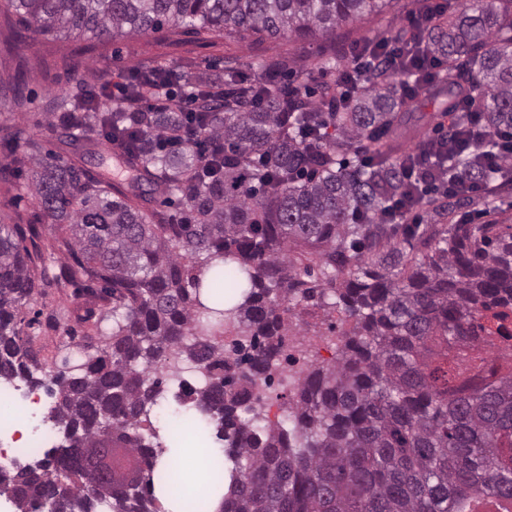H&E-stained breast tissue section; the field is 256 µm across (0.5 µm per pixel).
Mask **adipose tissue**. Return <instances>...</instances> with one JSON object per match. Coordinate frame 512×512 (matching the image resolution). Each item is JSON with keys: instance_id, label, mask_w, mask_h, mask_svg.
Wrapping results in <instances>:
<instances>
[{"instance_id": "obj_1", "label": "adipose tissue", "mask_w": 512, "mask_h": 512, "mask_svg": "<svg viewBox=\"0 0 512 512\" xmlns=\"http://www.w3.org/2000/svg\"><path fill=\"white\" fill-rule=\"evenodd\" d=\"M163 442L152 483L165 512H222L228 464L195 417L185 412L172 418Z\"/></svg>"}]
</instances>
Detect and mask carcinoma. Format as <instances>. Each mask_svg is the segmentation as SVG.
<instances>
[{"label": "carcinoma", "instance_id": "obj_1", "mask_svg": "<svg viewBox=\"0 0 512 512\" xmlns=\"http://www.w3.org/2000/svg\"><path fill=\"white\" fill-rule=\"evenodd\" d=\"M394 7V0H4L16 17L12 41L27 34L98 41L157 34L169 25L197 37L264 34L302 40ZM402 38L417 53L448 62L442 87L403 99L393 82H375L353 102L323 86L321 109L281 79L241 80L224 64V108L200 105L171 138L169 112H102L90 99L49 101L54 132L73 156H34L30 134L0 128V182L25 188L53 235L34 224L0 223V381L50 382L51 418L77 431L34 464L0 467L16 512L50 497L53 512H158L146 473L162 452L144 434L158 405L168 355L208 374L186 393L216 425L232 463L222 512H456L464 501L512 500V371L498 374L477 352L466 369L485 377L455 384L448 341L502 337L512 324V231L494 224H449L470 205L467 188L495 175L479 150L441 133L415 160L427 171L414 187L432 223L383 224L404 190L402 159L390 143L399 116L428 104L459 111L461 94L489 133L512 130V11L497 0H469L425 30ZM26 73L9 87L24 103ZM208 143L202 164L188 140ZM374 146L370 164L355 146ZM105 143L123 148L135 172L125 186L96 171ZM318 155L310 176L304 155ZM353 157L348 159L346 154ZM446 183L459 187L443 192ZM180 211L150 208L157 187ZM30 245H25V242ZM304 267V280L293 273ZM101 285L112 332L77 373L35 376L16 329L19 306L40 284ZM221 287L218 309L200 288ZM352 321L330 364L311 369L294 393L288 424L261 423L256 379L280 366L288 318L299 299L326 297ZM226 318L248 348L225 355L200 336Z\"/></svg>", "mask_w": 512, "mask_h": 512}]
</instances>
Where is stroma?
I'll use <instances>...</instances> for the list:
<instances>
[{
  "instance_id": "stroma-1",
  "label": "stroma",
  "mask_w": 512,
  "mask_h": 512,
  "mask_svg": "<svg viewBox=\"0 0 512 512\" xmlns=\"http://www.w3.org/2000/svg\"><path fill=\"white\" fill-rule=\"evenodd\" d=\"M419 8L418 0H398L394 10L371 16L337 29L335 35L319 36L307 42L259 40L224 37L216 42H201L190 34H152L119 37L82 51L76 39L30 36L11 51L0 52V79L9 80L18 63L26 65L24 93L46 103L52 97L76 93L78 81L96 82L110 79L113 71H126L175 63L183 67L193 82L207 80L214 65L223 57L234 56L243 63L244 75L260 73L271 64H287L290 81L302 83L306 70L321 55L337 54L344 44L390 38L401 31L404 19ZM0 117L9 123L28 128L33 137L32 154L63 152L55 134L45 125V112L12 108L0 102ZM448 115L425 108L407 118V131L399 140L398 150L405 153L418 146L417 133L436 136L447 130ZM451 223L512 225V189L478 199L477 203L456 211ZM105 303L88 291L71 286L35 289L18 315L17 329L22 338L31 339V348L41 367L54 371L64 364H79L84 359V334L93 333V346H100L104 334L112 330L111 321L102 317ZM291 332L302 341H319L321 337H339L348 330L343 314L327 307L301 304L295 309Z\"/></svg>"
}]
</instances>
